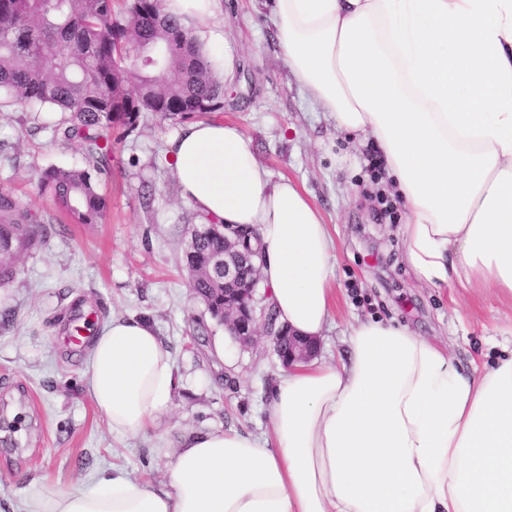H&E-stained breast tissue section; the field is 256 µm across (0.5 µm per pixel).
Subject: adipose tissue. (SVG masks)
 <instances>
[{
  "label": "adipose tissue",
  "mask_w": 512,
  "mask_h": 512,
  "mask_svg": "<svg viewBox=\"0 0 512 512\" xmlns=\"http://www.w3.org/2000/svg\"><path fill=\"white\" fill-rule=\"evenodd\" d=\"M278 58L337 132L373 141L406 209L403 259L433 288L512 303V0H265ZM168 165L201 223L253 229L281 324L319 338L335 315L321 209L272 179L236 123L195 119ZM345 359L294 365L269 432L191 434L163 481L116 471L43 485L22 512H512V347L461 374L447 346L354 318ZM86 390L112 433L148 432L176 383L146 319L90 336Z\"/></svg>",
  "instance_id": "1"
}]
</instances>
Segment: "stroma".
<instances>
[{
    "instance_id": "35a3bbf8",
    "label": "stroma",
    "mask_w": 512,
    "mask_h": 512,
    "mask_svg": "<svg viewBox=\"0 0 512 512\" xmlns=\"http://www.w3.org/2000/svg\"><path fill=\"white\" fill-rule=\"evenodd\" d=\"M193 32L236 55L219 119L239 124L272 178L297 181L331 228L338 308L318 359L338 361L352 317L374 315L447 344L461 372L491 361L499 328L512 324V305L415 277L401 258L404 210L380 215L370 147L352 148L294 83L277 57L263 0H221L217 16ZM36 124L33 113L0 109V187L49 229L0 287V512H12L44 484L85 488L114 468L161 481L167 456L190 433L263 435L267 394L283 370L268 337L245 346L226 338L190 291L183 242L197 216L164 155L176 121L146 112L136 130L114 134L108 169L98 177L107 208L97 224L70 223L39 191L40 170L84 166L85 151ZM115 315L148 319L175 363L171 407L143 436L112 435L85 388V349L68 341L75 326L99 328Z\"/></svg>"
}]
</instances>
